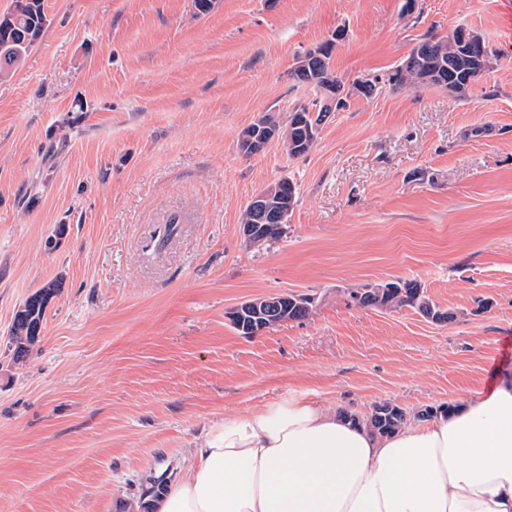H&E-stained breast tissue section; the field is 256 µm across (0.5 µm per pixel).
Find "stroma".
Returning a JSON list of instances; mask_svg holds the SVG:
<instances>
[{"label": "stroma", "mask_w": 512, "mask_h": 512, "mask_svg": "<svg viewBox=\"0 0 512 512\" xmlns=\"http://www.w3.org/2000/svg\"><path fill=\"white\" fill-rule=\"evenodd\" d=\"M0 78V512H138L216 417L288 398L415 415L495 389L512 366V0H45ZM475 29L496 54L465 98L432 85L351 96L313 149L247 155L242 131L315 97L291 73L336 30L344 81L424 35ZM297 189L281 237L249 246L250 198ZM177 221V231L164 228ZM417 281L452 322L361 308ZM57 284L39 342L10 326ZM314 295L240 335L228 313ZM51 293L50 287L38 289L15 312L10 340L14 345L16 361L25 358L31 347L38 341ZM297 296L301 299L300 305H294L292 303H288V310L283 309L280 313H275L272 318V321H269L271 326L277 325L280 321V318L287 313L288 320H301L307 318L311 310L314 306L315 298L308 294H297ZM297 299V300H300Z\"/></svg>", "instance_id": "1"}]
</instances>
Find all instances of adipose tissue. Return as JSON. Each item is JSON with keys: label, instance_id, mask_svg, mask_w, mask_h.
Listing matches in <instances>:
<instances>
[{"label": "adipose tissue", "instance_id": "obj_1", "mask_svg": "<svg viewBox=\"0 0 512 512\" xmlns=\"http://www.w3.org/2000/svg\"><path fill=\"white\" fill-rule=\"evenodd\" d=\"M156 512H512V377L390 436L289 399L210 421Z\"/></svg>", "mask_w": 512, "mask_h": 512}]
</instances>
